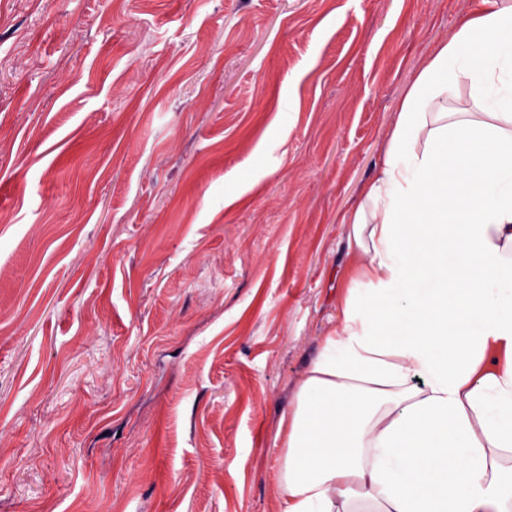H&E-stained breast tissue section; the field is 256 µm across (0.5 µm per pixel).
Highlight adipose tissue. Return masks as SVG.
Returning a JSON list of instances; mask_svg holds the SVG:
<instances>
[{"label": "adipose tissue", "mask_w": 512, "mask_h": 512, "mask_svg": "<svg viewBox=\"0 0 512 512\" xmlns=\"http://www.w3.org/2000/svg\"><path fill=\"white\" fill-rule=\"evenodd\" d=\"M343 221L279 512H512V0H475L441 44Z\"/></svg>", "instance_id": "adipose-tissue-1"}]
</instances>
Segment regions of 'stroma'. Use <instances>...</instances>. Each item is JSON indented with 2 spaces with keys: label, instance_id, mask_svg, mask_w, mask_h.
Wrapping results in <instances>:
<instances>
[{
  "label": "stroma",
  "instance_id": "1",
  "mask_svg": "<svg viewBox=\"0 0 512 512\" xmlns=\"http://www.w3.org/2000/svg\"><path fill=\"white\" fill-rule=\"evenodd\" d=\"M471 0H0V512H279L399 103Z\"/></svg>",
  "mask_w": 512,
  "mask_h": 512
}]
</instances>
